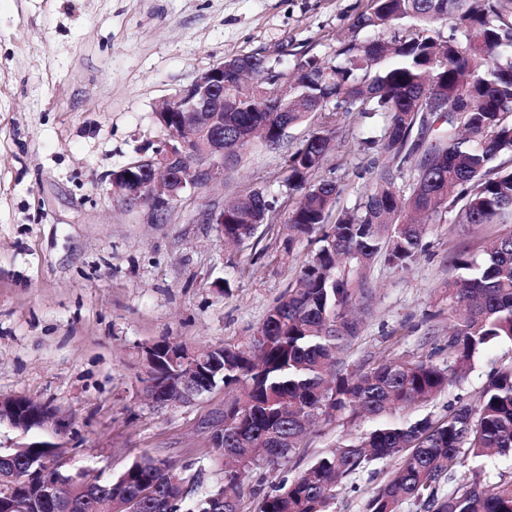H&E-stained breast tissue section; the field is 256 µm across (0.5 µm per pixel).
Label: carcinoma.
Listing matches in <instances>:
<instances>
[{"label":"carcinoma","instance_id":"carcinoma-1","mask_svg":"<svg viewBox=\"0 0 512 512\" xmlns=\"http://www.w3.org/2000/svg\"><path fill=\"white\" fill-rule=\"evenodd\" d=\"M512 0H371L354 27L377 35L351 39L324 67L308 57L288 111L268 112L263 101L224 102V146L233 155L248 145L241 128L297 125L318 107L319 130L286 159L288 187L298 199L288 209L290 236L316 235V248L300 269L298 287L267 312L251 351L224 347V388L240 395L224 407V451L229 463L219 486L197 493L198 473L179 475L151 456L123 472L98 479V493L116 504L139 499V512H239L244 475L273 466L300 447L318 423L346 416L371 426L318 457L262 498L260 512H329L345 478L399 459L367 503V512H512V476L488 484L482 462L512 458V363L489 375L473 403L457 402L438 419L397 414L427 404L464 380L478 356L512 345V226L499 233L476 261L456 255L448 322V365L387 356L366 371H344L339 355L359 336L353 309L366 293V270L376 261L408 269L424 250L427 224L446 211L459 224H504L512 217ZM438 89L453 104L434 112L426 94ZM382 119L380 135L362 142L370 188L353 207L333 214L346 185L319 175L336 138L337 116ZM433 133L410 182L400 186L417 128ZM256 192L224 212V239L254 235L238 213L261 209ZM467 464L448 494L440 486Z\"/></svg>","mask_w":512,"mask_h":512}]
</instances>
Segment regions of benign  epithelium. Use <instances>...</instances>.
Instances as JSON below:
<instances>
[{"instance_id":"1","label":"benign epithelium","mask_w":512,"mask_h":512,"mask_svg":"<svg viewBox=\"0 0 512 512\" xmlns=\"http://www.w3.org/2000/svg\"><path fill=\"white\" fill-rule=\"evenodd\" d=\"M267 63L257 55H238L199 73L177 95L162 101L156 118L168 138L153 150L110 174L112 197L128 206L146 205L163 211L180 201L187 192L206 184L228 164L224 149V90L243 73ZM296 72L265 69L256 92L274 101L278 111H288L282 99L284 86ZM151 376L168 378L188 403L204 391L224 381V348L213 347L201 355L186 347L156 343L145 349ZM23 434L39 428L52 436L46 452L47 467L57 471L56 482L46 478L34 481L32 473L6 464L0 466V512H29L31 500L40 496L51 502L56 512H83V503L95 487L83 481L80 473L65 474L64 457L54 455L56 439L69 426L68 417L47 403L24 395H0V426ZM209 433L212 449L224 447V414L217 420H201Z\"/></svg>"}]
</instances>
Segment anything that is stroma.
Instances as JSON below:
<instances>
[{
  "label": "stroma",
  "mask_w": 512,
  "mask_h": 512,
  "mask_svg": "<svg viewBox=\"0 0 512 512\" xmlns=\"http://www.w3.org/2000/svg\"><path fill=\"white\" fill-rule=\"evenodd\" d=\"M369 0H0V395L23 394L71 420L67 464L117 474L151 455L192 465L205 485L222 476L201 417L233 394L223 387L190 405L161 408L146 396L145 349L161 340L189 349L249 346L268 310L295 288L308 239L289 241L285 158L313 131L309 119L266 147L254 140L223 175L161 213L113 200L109 175L152 154L167 137L155 117L198 73L235 55L279 66L313 57L332 64ZM372 119L347 117L325 164L352 207L368 184L360 142ZM260 191L272 222L225 244L207 209ZM494 224L428 225L426 251L404 271L375 264L360 305V335L342 355L356 369L389 354L448 359L446 283L454 258H481ZM512 347L476 361L463 383L423 406L440 417L473 401ZM364 422L319 424L279 465L247 475L241 512H257L253 488L303 472L321 453L357 437ZM389 465L354 475L332 512H366Z\"/></svg>",
  "instance_id": "1"
}]
</instances>
